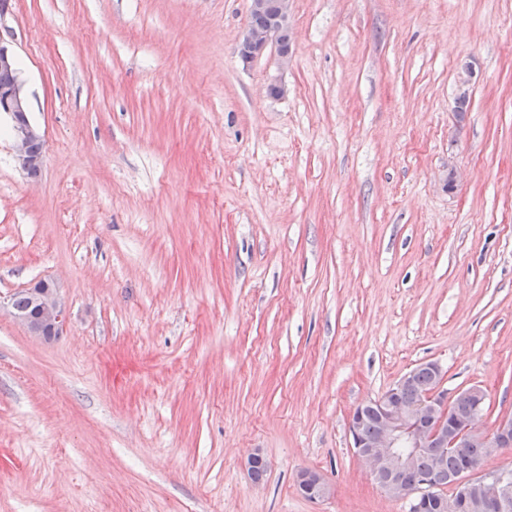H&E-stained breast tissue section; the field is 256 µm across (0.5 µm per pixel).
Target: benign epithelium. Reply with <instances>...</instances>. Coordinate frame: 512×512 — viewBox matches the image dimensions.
Wrapping results in <instances>:
<instances>
[{
  "label": "benign epithelium",
  "mask_w": 512,
  "mask_h": 512,
  "mask_svg": "<svg viewBox=\"0 0 512 512\" xmlns=\"http://www.w3.org/2000/svg\"><path fill=\"white\" fill-rule=\"evenodd\" d=\"M291 0H250V12L271 17L266 26H247L242 31L237 49L242 63L249 64L272 51L282 66L293 57L290 16ZM10 116L15 155L25 167H41L43 156L31 152L33 141L42 138L28 118L29 100L19 80L0 85V113ZM34 310L26 314L16 309L13 317L33 336L45 341L61 335L67 325V311L59 298L57 287L42 281L28 289ZM436 379L435 387L411 402L396 399L397 389L410 385L413 373L408 372L396 384V389L368 405L376 413V426L371 439L366 440L359 432L362 415L351 416L348 426L350 448L364 464L376 485L391 498L413 500L419 504L433 497L438 501V512H512V484L504 481L501 474H479L476 463L458 472L450 479L452 492L438 485L433 477L422 478L413 489L403 484L404 474L415 465L418 454L432 448H446L462 457L468 456L469 448H484L488 457L502 448L512 447V418L501 419L492 435L488 436L477 426L485 400L481 388H468L475 405L468 418L458 427L448 426L454 396L443 387L444 374L441 366L427 362ZM299 493L309 500L328 499L332 487L313 470H301L296 475Z\"/></svg>",
  "instance_id": "benign-epithelium-1"
}]
</instances>
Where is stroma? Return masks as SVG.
<instances>
[{
  "instance_id": "1",
  "label": "stroma",
  "mask_w": 512,
  "mask_h": 512,
  "mask_svg": "<svg viewBox=\"0 0 512 512\" xmlns=\"http://www.w3.org/2000/svg\"><path fill=\"white\" fill-rule=\"evenodd\" d=\"M248 17L0 19L44 138L33 177L0 115V512H408L360 404L434 361L512 417V0H293L284 69L239 62ZM44 279L50 342L8 306ZM34 310L30 314L18 311L11 305L13 317L33 336L50 341L60 336L67 325V311L59 298L53 282L40 281L37 286L27 289ZM296 486L299 493L309 500H324L333 494L332 487L313 470L299 471L296 475Z\"/></svg>"
}]
</instances>
